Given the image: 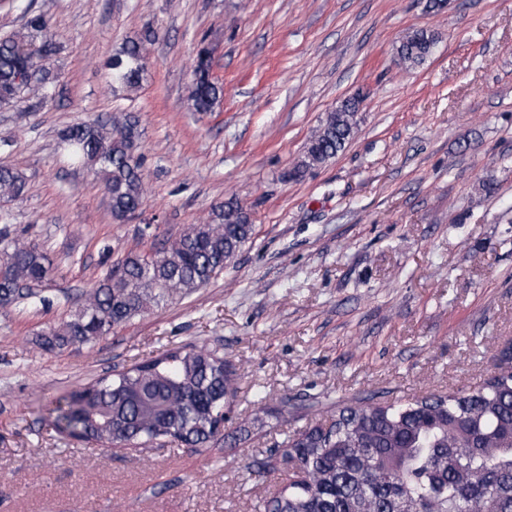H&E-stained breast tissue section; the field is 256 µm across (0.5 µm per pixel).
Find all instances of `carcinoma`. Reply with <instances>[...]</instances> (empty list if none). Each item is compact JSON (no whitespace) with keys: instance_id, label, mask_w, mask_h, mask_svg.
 Listing matches in <instances>:
<instances>
[{"instance_id":"cac0c4a2","label":"carcinoma","mask_w":512,"mask_h":512,"mask_svg":"<svg viewBox=\"0 0 512 512\" xmlns=\"http://www.w3.org/2000/svg\"><path fill=\"white\" fill-rule=\"evenodd\" d=\"M24 26L42 35L32 46L18 35L0 38V101L20 98L50 71L42 61L59 50L49 20L23 8ZM156 34L146 30L126 40L108 63L112 85L140 87L147 45ZM437 35L410 32L396 48L410 68L432 56ZM223 88L197 51L191 69L189 100L196 112H211ZM361 99L350 97L326 113L289 169L299 181L343 152L353 139ZM139 117L115 112L69 127L63 141L73 160L102 176L112 217L121 223L140 210L146 191L142 172ZM27 193L25 177L0 167V200ZM248 209L230 198L224 207L150 254L129 252L121 263L86 291L69 319L43 331L46 351L96 343L133 318L190 294L220 275L252 239ZM52 268L38 246L9 242L0 248V305L34 296L23 288L47 279ZM236 373L217 349L188 345L103 376L46 405L54 428L77 440L145 450L166 441L208 448L224 440L233 447L252 434L249 426L224 434L225 407L235 396ZM332 425L309 426L281 443L263 470L293 462L298 470L265 504L266 512H512V371L502 366L468 393L432 394L405 402L362 400L327 408Z\"/></svg>"}]
</instances>
